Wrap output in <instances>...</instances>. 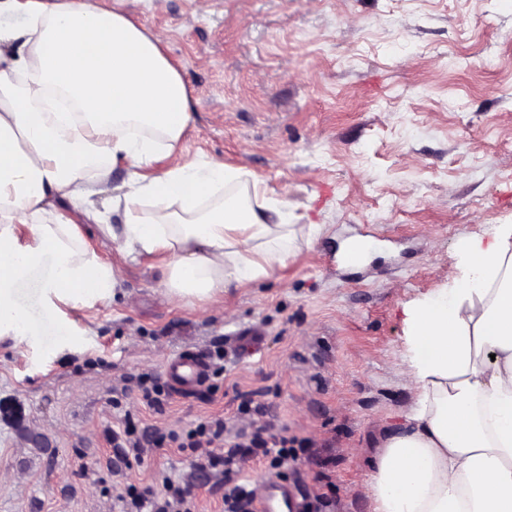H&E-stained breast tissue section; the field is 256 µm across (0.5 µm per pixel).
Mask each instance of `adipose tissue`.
Returning a JSON list of instances; mask_svg holds the SVG:
<instances>
[{"mask_svg": "<svg viewBox=\"0 0 512 512\" xmlns=\"http://www.w3.org/2000/svg\"><path fill=\"white\" fill-rule=\"evenodd\" d=\"M0 335L29 343L36 327L16 290L47 308L110 298L111 263L59 223L56 198L88 211L93 179L128 167L127 217L114 240L130 259L169 256L171 297L206 301L269 277L312 224L288 221V200H211L242 174L184 163L146 176L192 122L181 73L158 39L98 0H0ZM151 204L142 213L143 204ZM468 275L407 311L417 395L371 475L374 512H512V224L465 250Z\"/></svg>", "mask_w": 512, "mask_h": 512, "instance_id": "ef3b65f1", "label": "adipose tissue"}]
</instances>
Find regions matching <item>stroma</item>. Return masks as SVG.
Wrapping results in <instances>:
<instances>
[{
  "label": "stroma",
  "instance_id": "35a3bbf8",
  "mask_svg": "<svg viewBox=\"0 0 512 512\" xmlns=\"http://www.w3.org/2000/svg\"><path fill=\"white\" fill-rule=\"evenodd\" d=\"M161 41L180 71L193 122L180 160L239 169L287 194L289 221L315 224L266 279L181 306L167 259H125L104 225L126 217L110 196L76 218L89 249L117 270L113 296L56 314L35 293L29 347L0 339V512H120L115 488L162 492L157 471H191L188 454L151 450L125 466L104 439L117 410L181 429L212 416L229 430L249 401L310 443L284 481L330 512H373L380 444L415 395L405 311L464 273L462 249L512 224V0H101ZM384 236L364 278L326 272L319 251L354 229ZM265 336L225 357L208 387L149 408L123 377L166 379L189 348L225 346L240 328Z\"/></svg>",
  "mask_w": 512,
  "mask_h": 512
}]
</instances>
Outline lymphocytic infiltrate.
Here are the masks:
<instances>
[{
  "mask_svg": "<svg viewBox=\"0 0 512 512\" xmlns=\"http://www.w3.org/2000/svg\"><path fill=\"white\" fill-rule=\"evenodd\" d=\"M107 443L118 448L125 461L143 463L148 448H163L174 443L190 450L197 472L223 485V512H254L255 490L240 477L241 465L247 460L265 464L270 475L278 478L283 468L299 454L291 439L276 430L273 423H263L252 430L227 433L222 417L215 416L193 427L177 430H138L132 413H124L119 427L106 428ZM163 496L150 488L130 484L119 500L123 512H198L189 483L162 475Z\"/></svg>",
  "mask_w": 512,
  "mask_h": 512,
  "instance_id": "1",
  "label": "lymphocytic infiltrate"
}]
</instances>
